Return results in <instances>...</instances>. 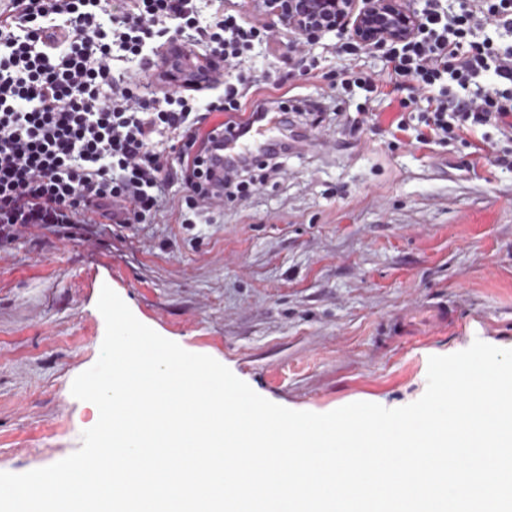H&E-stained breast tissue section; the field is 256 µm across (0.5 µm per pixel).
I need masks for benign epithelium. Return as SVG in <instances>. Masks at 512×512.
<instances>
[{
    "label": "benign epithelium",
    "instance_id": "1",
    "mask_svg": "<svg viewBox=\"0 0 512 512\" xmlns=\"http://www.w3.org/2000/svg\"><path fill=\"white\" fill-rule=\"evenodd\" d=\"M272 26L306 37L350 33L368 49L403 41L415 32L413 0H257Z\"/></svg>",
    "mask_w": 512,
    "mask_h": 512
}]
</instances>
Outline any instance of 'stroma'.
<instances>
[{
	"label": "stroma",
	"mask_w": 512,
	"mask_h": 512,
	"mask_svg": "<svg viewBox=\"0 0 512 512\" xmlns=\"http://www.w3.org/2000/svg\"><path fill=\"white\" fill-rule=\"evenodd\" d=\"M295 39L273 29L251 66H293ZM296 90L325 108L319 129L288 115V136L313 145L193 229L169 208L131 229L36 227L0 243V471L57 462L97 423L71 384L99 358L106 285L140 322L292 410L402 407L424 394L430 356L477 339L512 348V169L487 143L389 148L336 119L361 95L340 104L313 79Z\"/></svg>",
	"instance_id": "obj_1"
}]
</instances>
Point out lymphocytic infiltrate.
<instances>
[{"mask_svg":"<svg viewBox=\"0 0 512 512\" xmlns=\"http://www.w3.org/2000/svg\"><path fill=\"white\" fill-rule=\"evenodd\" d=\"M489 26L512 35V0H457L453 11L424 0L414 35L383 48L384 74L357 68L363 47L348 36L338 47L348 66L324 79L397 102L390 147L408 131L421 145H463L490 127L499 135L496 163L511 169L512 44L488 36ZM267 37L266 26L236 13L200 21L192 0H13L0 15V242L33 226L144 224L174 192L180 208L199 214L213 199L248 196L279 168V152L241 160L217 190L201 180L199 158L237 128L255 81L244 54ZM160 39L205 44L234 71L210 104L224 115L214 129L191 102L214 81L145 99L135 81L113 74L114 54L141 58Z\"/></svg>","mask_w":512,"mask_h":512,"instance_id":"lymphocytic-infiltrate-1","label":"lymphocytic infiltrate"}]
</instances>
